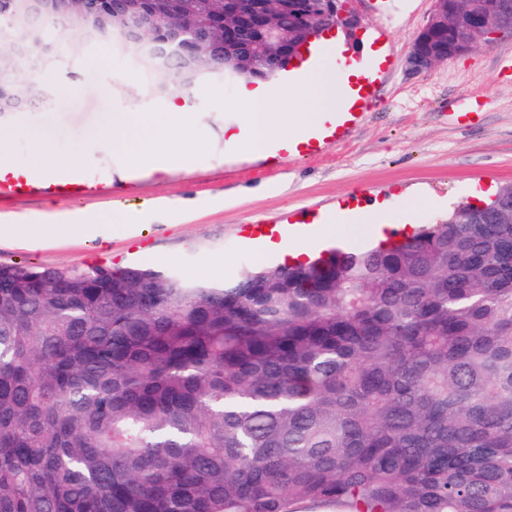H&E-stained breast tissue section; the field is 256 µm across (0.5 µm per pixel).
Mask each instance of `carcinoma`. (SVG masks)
Returning <instances> with one entry per match:
<instances>
[{
    "mask_svg": "<svg viewBox=\"0 0 512 512\" xmlns=\"http://www.w3.org/2000/svg\"><path fill=\"white\" fill-rule=\"evenodd\" d=\"M17 3L13 112L103 39ZM189 48L145 88L182 95ZM0 512H512V186L223 284L0 265Z\"/></svg>",
    "mask_w": 512,
    "mask_h": 512,
    "instance_id": "cac0c4a2",
    "label": "carcinoma"
}]
</instances>
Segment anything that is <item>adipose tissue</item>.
<instances>
[{
	"label": "adipose tissue",
	"mask_w": 512,
	"mask_h": 512,
	"mask_svg": "<svg viewBox=\"0 0 512 512\" xmlns=\"http://www.w3.org/2000/svg\"><path fill=\"white\" fill-rule=\"evenodd\" d=\"M342 50L339 44L328 48L318 67L306 69L301 84L283 89L242 86L240 97L251 110L244 130L229 136L235 148L263 154L273 143L317 130L327 113L340 111L344 97L338 83L336 57ZM284 98L292 104L308 103L309 109L301 113L273 111V104ZM103 141L110 142L113 150L122 153L131 165L162 169L184 161L190 147H203L205 136L184 108L173 102L162 112L108 114L89 137L93 145ZM139 228V217L133 213H120L113 223L95 214L66 211L54 216L49 224H1L0 237L18 236L28 244L41 246L63 232L94 242L108 241L118 234L131 236Z\"/></svg>",
	"instance_id": "1"
}]
</instances>
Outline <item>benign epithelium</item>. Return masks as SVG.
<instances>
[{
    "label": "benign epithelium",
    "instance_id": "7a95c632",
    "mask_svg": "<svg viewBox=\"0 0 512 512\" xmlns=\"http://www.w3.org/2000/svg\"><path fill=\"white\" fill-rule=\"evenodd\" d=\"M281 12L297 15L300 27L305 31L302 41L309 43L312 38L326 31L356 25L348 11L349 0H324L325 20L311 22L302 15L299 0H278ZM266 0H252L248 12L240 9L238 0H224V17H233L236 23L224 26L220 34L209 28L192 31L188 24L179 22L177 0H171L167 11L161 12L155 0H30L33 13L52 18L65 27H87L93 32H109L125 43L137 44L147 52L157 44L183 43L191 35L197 51L188 54L183 65L189 72L196 71L207 63L210 70L218 72L231 63L239 70L251 73L257 70L255 50L264 48L263 57L267 67H274L282 54L290 52L288 40L281 28L266 19ZM473 15L465 21L448 8L446 0H434V10L415 37L408 56V64L414 71L428 70L444 58L460 56L473 48L471 34L479 32L483 42L490 44L505 34L512 33V24L504 12L491 15L470 8ZM445 32L449 35L448 49L442 51L428 40L431 32Z\"/></svg>",
    "mask_w": 512,
    "mask_h": 512
}]
</instances>
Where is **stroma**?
Instances as JSON below:
<instances>
[{
    "label": "stroma",
    "mask_w": 512,
    "mask_h": 512,
    "mask_svg": "<svg viewBox=\"0 0 512 512\" xmlns=\"http://www.w3.org/2000/svg\"><path fill=\"white\" fill-rule=\"evenodd\" d=\"M433 6V0H351L357 25L345 38L347 52L368 46L383 51L391 66L379 73L372 106L359 128L339 145L283 163L242 155L227 144L224 132L237 130L250 106L238 97L240 79L225 75L213 86L222 91V104H215L209 93L213 87L206 84L180 98L209 138L204 152L184 164L132 170L101 144L85 164L94 175L111 170L101 194L0 201V224H24L58 211H135L142 215L136 237L117 235L102 245L65 235L38 248L4 240L0 264L89 271L135 263L193 280L205 259L220 255L229 277L259 264L249 227L274 217L311 222L377 201L384 204L386 219L408 218L418 227L445 219L468 201L473 182L512 185V37L477 44L464 56L409 73L412 41ZM109 51L104 42L88 49L86 57L50 66L69 93L44 95L0 122V131L14 136L10 163L28 168L31 138L40 134L60 166H73L108 113L166 109L167 99L142 92L145 78L136 59L124 57L118 69ZM465 94L482 104L483 115L471 126L450 118ZM420 196L437 199V206L415 208Z\"/></svg>",
    "instance_id": "stroma-1"
}]
</instances>
